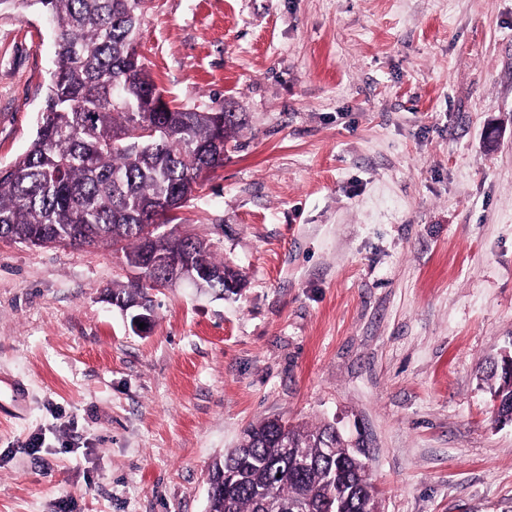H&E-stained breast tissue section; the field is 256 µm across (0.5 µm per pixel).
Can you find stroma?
<instances>
[{"label":"stroma","mask_w":512,"mask_h":512,"mask_svg":"<svg viewBox=\"0 0 512 512\" xmlns=\"http://www.w3.org/2000/svg\"><path fill=\"white\" fill-rule=\"evenodd\" d=\"M138 42L177 103L246 115L173 223L244 281L156 292L141 334L122 251L0 242V512H206L272 415L361 439L383 512H512L480 379L512 352V0H150ZM55 63L0 14V165Z\"/></svg>","instance_id":"stroma-1"}]
</instances>
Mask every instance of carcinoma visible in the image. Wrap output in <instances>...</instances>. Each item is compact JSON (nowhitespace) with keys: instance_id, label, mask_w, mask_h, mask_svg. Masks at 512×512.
<instances>
[{"instance_id":"1","label":"carcinoma","mask_w":512,"mask_h":512,"mask_svg":"<svg viewBox=\"0 0 512 512\" xmlns=\"http://www.w3.org/2000/svg\"><path fill=\"white\" fill-rule=\"evenodd\" d=\"M148 0H0V10L35 6L50 27L57 63L30 148L0 166V241L36 247L119 245L130 263L144 249V226L169 224L170 196L187 203L207 174L224 166L245 114L226 104L199 110L166 99L136 52ZM156 134L147 142L143 130ZM160 252L212 275L208 289L234 292L241 274L192 234L169 233ZM157 286L129 279L112 289L154 310ZM489 363L491 394L512 402L502 367ZM300 446L299 469L278 448L282 432ZM362 456L335 424L280 427L265 417L215 460L207 512H376L375 490L357 478Z\"/></svg>"}]
</instances>
